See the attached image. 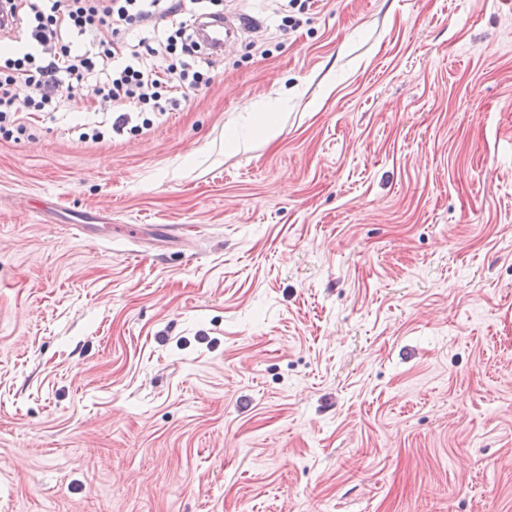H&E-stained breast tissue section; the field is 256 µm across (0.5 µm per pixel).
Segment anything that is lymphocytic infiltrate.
Masks as SVG:
<instances>
[{
  "label": "lymphocytic infiltrate",
  "instance_id": "f902f5d3",
  "mask_svg": "<svg viewBox=\"0 0 512 512\" xmlns=\"http://www.w3.org/2000/svg\"><path fill=\"white\" fill-rule=\"evenodd\" d=\"M0 0L17 22L26 28L25 47L16 57L0 64V129L13 126L16 134L29 135L24 113L42 112L61 95L64 80L83 81L95 72L106 73L94 84L93 95L115 112V125L127 119L126 108L138 106L150 112L176 109L177 98L167 89L187 91L208 85L203 51L196 35L195 6L204 0ZM172 16L166 37L151 41H126L157 10ZM107 28L112 40L95 49H82L71 34L83 35ZM178 55V68L156 66V59Z\"/></svg>",
  "mask_w": 512,
  "mask_h": 512
}]
</instances>
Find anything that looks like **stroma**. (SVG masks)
<instances>
[{
  "mask_svg": "<svg viewBox=\"0 0 512 512\" xmlns=\"http://www.w3.org/2000/svg\"><path fill=\"white\" fill-rule=\"evenodd\" d=\"M214 9L178 109L0 132V512H512V0ZM209 23L213 28L211 31L213 47L216 51L220 52H224V48L237 39L239 32H251L255 27L254 18L245 12L240 13L238 16V24L236 26L225 24L224 28V21L220 17L211 19ZM232 34L236 35L235 39H233Z\"/></svg>",
  "mask_w": 512,
  "mask_h": 512,
  "instance_id": "obj_1",
  "label": "stroma"
}]
</instances>
